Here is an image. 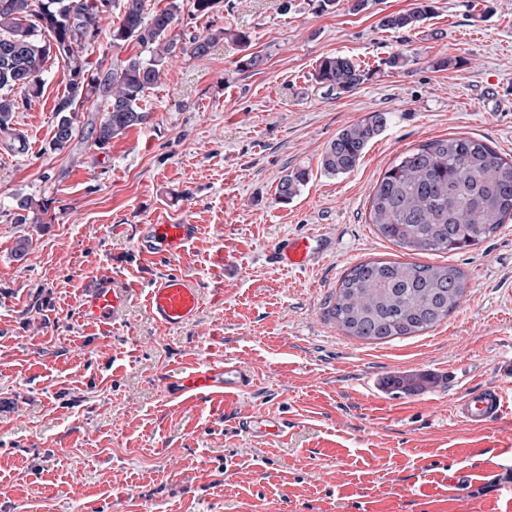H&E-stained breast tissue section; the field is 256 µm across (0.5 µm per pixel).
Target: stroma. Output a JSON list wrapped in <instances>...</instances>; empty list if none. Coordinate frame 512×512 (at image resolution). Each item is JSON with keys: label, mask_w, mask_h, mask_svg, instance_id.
Wrapping results in <instances>:
<instances>
[{"label": "stroma", "mask_w": 512, "mask_h": 512, "mask_svg": "<svg viewBox=\"0 0 512 512\" xmlns=\"http://www.w3.org/2000/svg\"><path fill=\"white\" fill-rule=\"evenodd\" d=\"M413 0H218L184 10L182 41L219 28L201 57L169 58L141 106L146 123L106 146L79 133L50 145L70 73L46 64L42 93L14 112L22 142L0 134V512H512V415L489 427L451 403L494 385L512 402V223L451 253L402 249L369 220V197L402 152L448 135L512 156V0H436L425 28L379 20ZM263 64L243 69L246 52ZM403 70L381 69L396 53ZM347 55L373 75L326 93L321 59ZM456 59L439 70L436 60ZM373 112L391 120L349 173L320 166L328 144ZM309 180L289 201L285 174ZM33 220L15 221L17 199ZM147 224H195L184 254L142 264ZM313 235L324 249L292 270L274 250ZM24 257H16L19 242ZM370 260L448 264L466 276L460 305L417 336L370 344L330 318L342 276ZM175 270L202 293L196 320L164 327L144 290ZM133 290L108 336L79 302L98 279ZM238 362L251 388L227 403L168 392L186 372ZM394 376L424 389L387 390ZM283 420L256 436L242 417ZM309 176L305 169L291 171L284 175L278 184V198L282 201H288L293 198L308 182Z\"/></svg>", "instance_id": "obj_1"}]
</instances>
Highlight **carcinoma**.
Listing matches in <instances>:
<instances>
[{
  "mask_svg": "<svg viewBox=\"0 0 512 512\" xmlns=\"http://www.w3.org/2000/svg\"><path fill=\"white\" fill-rule=\"evenodd\" d=\"M115 6L118 22L104 25ZM183 9L184 0H167L153 12L145 0H0V133H10L13 112L40 92L52 56L70 68L67 90L55 107L54 149L73 140L75 114L92 97L105 100L103 118L93 128L101 147L145 123L148 115L139 102L158 83L165 62L179 52L203 56L227 34L219 28L180 43L174 30ZM434 12L435 0H415L412 8L383 16L380 26L395 33L416 31ZM105 30L112 45L134 42L141 51L103 74L90 70L82 53ZM368 77L345 55L323 58L315 71L316 82L329 94L350 93ZM389 120V113L373 112L342 130L324 151L321 170L330 176L354 170ZM308 179L305 169L284 175L278 198H293ZM369 218L401 248L450 253L474 246L512 221V159L471 137L431 139L385 171L370 195ZM467 288L465 276L453 266L365 261L342 277L330 316L348 336L388 342L436 326Z\"/></svg>",
  "mask_w": 512,
  "mask_h": 512,
  "instance_id": "1",
  "label": "carcinoma"
}]
</instances>
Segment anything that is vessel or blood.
<instances>
[{"label": "vessel or blood", "mask_w": 512, "mask_h": 512, "mask_svg": "<svg viewBox=\"0 0 512 512\" xmlns=\"http://www.w3.org/2000/svg\"><path fill=\"white\" fill-rule=\"evenodd\" d=\"M140 242L139 254L151 263L161 257L175 256L196 236L193 224H147ZM278 255L290 267H304L319 248L314 237L288 238L279 243ZM132 300L131 290L118 286L108 278L99 279L82 297L80 307L84 319L95 324L100 333L112 331V322ZM150 314L160 323L177 325L192 320L198 313L202 296L199 286L186 275L170 271L155 279L146 293ZM252 384L249 373L232 360L172 380L176 394L184 401H220L241 392ZM452 415L473 426H486L500 421L507 413L505 395L495 386H485L460 395L451 407ZM242 429L251 433L275 435L279 422L260 415L241 420Z\"/></svg>", "instance_id": "b4317fda"}]
</instances>
